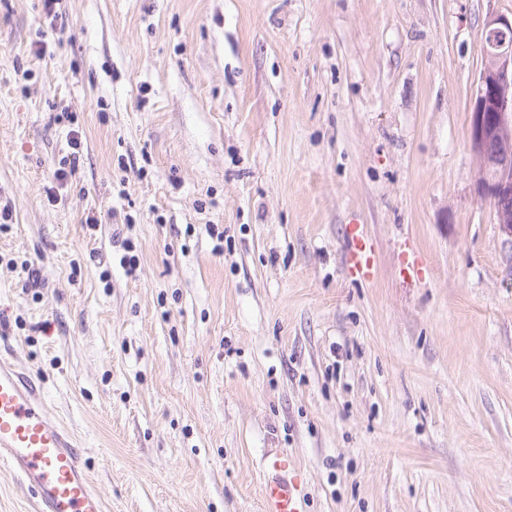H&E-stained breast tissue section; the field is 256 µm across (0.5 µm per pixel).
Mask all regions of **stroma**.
Masks as SVG:
<instances>
[{"label": "stroma", "mask_w": 512, "mask_h": 512, "mask_svg": "<svg viewBox=\"0 0 512 512\" xmlns=\"http://www.w3.org/2000/svg\"><path fill=\"white\" fill-rule=\"evenodd\" d=\"M511 14L0 0V334L106 512H262L271 451L302 512H512V244L469 142ZM347 251L349 261L359 279H369L373 274L372 246L359 224L347 226Z\"/></svg>", "instance_id": "obj_1"}]
</instances>
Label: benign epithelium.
Instances as JSON below:
<instances>
[{
    "mask_svg": "<svg viewBox=\"0 0 512 512\" xmlns=\"http://www.w3.org/2000/svg\"><path fill=\"white\" fill-rule=\"evenodd\" d=\"M512 17L495 15L484 26L489 48L473 98L469 140L479 159L477 196L492 205L512 197ZM502 140V151L490 143Z\"/></svg>",
    "mask_w": 512,
    "mask_h": 512,
    "instance_id": "obj_1",
    "label": "benign epithelium"
}]
</instances>
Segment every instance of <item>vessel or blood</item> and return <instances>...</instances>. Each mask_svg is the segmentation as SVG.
<instances>
[{"label":"vessel or blood","mask_w":512,"mask_h":512,"mask_svg":"<svg viewBox=\"0 0 512 512\" xmlns=\"http://www.w3.org/2000/svg\"><path fill=\"white\" fill-rule=\"evenodd\" d=\"M349 261L359 279L373 274L372 246L360 225L347 227ZM0 461L31 492L36 512H105L91 485L83 450L52 419L43 391L0 354ZM263 512H301V492L279 455H267Z\"/></svg>","instance_id":"1"}]
</instances>
